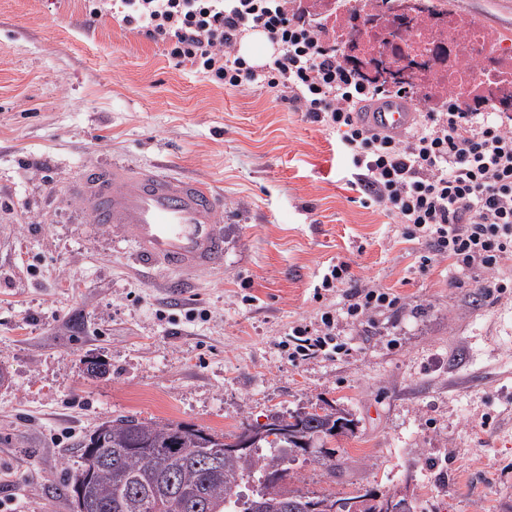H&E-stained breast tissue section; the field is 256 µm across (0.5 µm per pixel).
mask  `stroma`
<instances>
[{"label":"stroma","instance_id":"obj_1","mask_svg":"<svg viewBox=\"0 0 512 512\" xmlns=\"http://www.w3.org/2000/svg\"><path fill=\"white\" fill-rule=\"evenodd\" d=\"M512 34V0H441ZM118 159L199 177L221 197L224 268L139 267L69 186ZM335 134L273 93L177 67L84 0H0V512H71L53 486L121 416L227 435L271 410L350 413L347 469L298 458L313 495L373 489L417 512H512V289L480 288L365 204ZM397 304L340 320L349 351L294 362L291 327L349 304L329 266ZM105 361L91 378L88 360Z\"/></svg>","mask_w":512,"mask_h":512}]
</instances>
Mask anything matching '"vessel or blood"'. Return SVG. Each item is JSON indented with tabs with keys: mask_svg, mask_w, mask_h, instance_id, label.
I'll use <instances>...</instances> for the list:
<instances>
[{
	"mask_svg": "<svg viewBox=\"0 0 512 512\" xmlns=\"http://www.w3.org/2000/svg\"><path fill=\"white\" fill-rule=\"evenodd\" d=\"M364 119L401 131L414 114L396 103ZM72 189L88 221L131 233L141 265L175 273L223 268L224 227L217 219L218 196L207 182L173 178L154 166L110 162L83 168Z\"/></svg>",
	"mask_w": 512,
	"mask_h": 512,
	"instance_id": "vessel-or-blood-1",
	"label": "vessel or blood"
}]
</instances>
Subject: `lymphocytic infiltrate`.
I'll use <instances>...</instances> for the list:
<instances>
[{
  "label": "lymphocytic infiltrate",
  "mask_w": 512,
  "mask_h": 512,
  "mask_svg": "<svg viewBox=\"0 0 512 512\" xmlns=\"http://www.w3.org/2000/svg\"><path fill=\"white\" fill-rule=\"evenodd\" d=\"M87 24L111 16L176 65L229 89L258 86L335 132L352 189L382 207L406 239L421 241V268L446 259L482 271L505 292L500 266L512 259V113L475 106L469 89L432 92L424 83L369 76L341 51L347 33L307 0H84ZM263 32L276 49L262 65L238 53L241 37ZM421 120L399 134L369 127L364 112L396 100ZM323 327H293V361L345 353L332 313Z\"/></svg>",
  "instance_id": "lymphocytic-infiltrate-1"
}]
</instances>
